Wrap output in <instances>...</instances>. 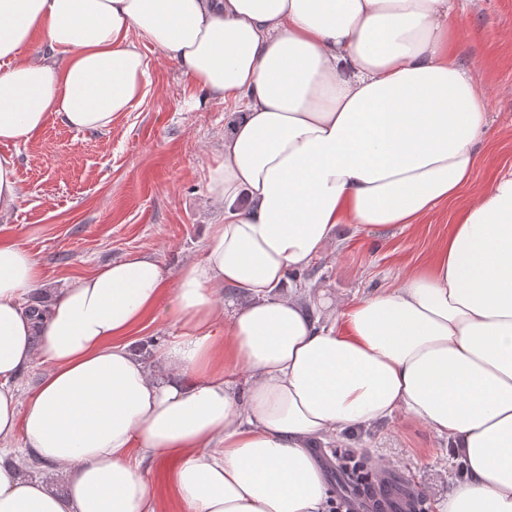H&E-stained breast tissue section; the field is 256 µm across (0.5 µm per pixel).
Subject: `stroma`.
<instances>
[{"instance_id":"stroma-1","label":"stroma","mask_w":512,"mask_h":512,"mask_svg":"<svg viewBox=\"0 0 512 512\" xmlns=\"http://www.w3.org/2000/svg\"><path fill=\"white\" fill-rule=\"evenodd\" d=\"M455 54L481 72L490 122L475 183L491 184L512 169V0H458ZM148 93L104 133L77 132L51 120L28 144H0L13 155L19 205L0 216V236L34 253L47 287L86 276L136 253L155 254L170 273L201 257L208 225L224 220L207 190L209 164L223 151L235 119L232 103L194 89L179 65L151 45ZM459 203L438 208L419 224L382 231L339 225L336 239L306 268L307 287L352 302L397 286L424 261L453 223ZM354 451L387 474L425 512L459 475L444 441L397 415L329 449L334 460Z\"/></svg>"}]
</instances>
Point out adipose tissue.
<instances>
[{
  "label": "adipose tissue",
  "instance_id": "ef3b65f1",
  "mask_svg": "<svg viewBox=\"0 0 512 512\" xmlns=\"http://www.w3.org/2000/svg\"><path fill=\"white\" fill-rule=\"evenodd\" d=\"M455 23L453 0H0V143L54 117L111 130L147 94L142 39L238 106L208 174L224 221L177 275L135 254L36 313L39 263L0 240V512H159L145 461L172 462L184 512H328L310 442L397 414L464 467L437 512H512V172L471 180L488 114ZM465 188L398 287L323 326L286 286L337 225L416 224ZM166 294L149 365L126 338ZM19 438L65 492L27 476Z\"/></svg>",
  "mask_w": 512,
  "mask_h": 512
}]
</instances>
